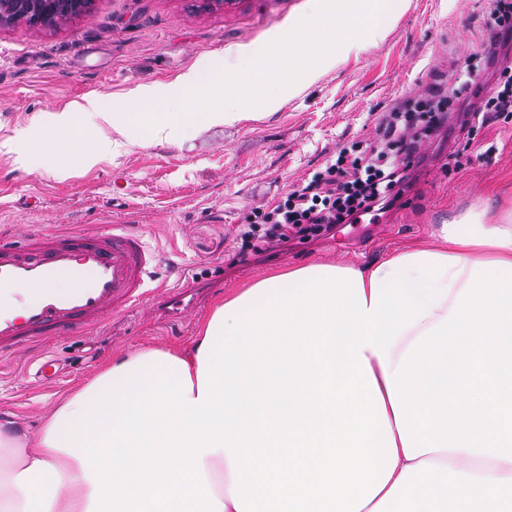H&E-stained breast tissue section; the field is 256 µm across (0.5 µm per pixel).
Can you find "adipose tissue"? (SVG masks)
Returning <instances> with one entry per match:
<instances>
[{
    "instance_id": "1",
    "label": "adipose tissue",
    "mask_w": 512,
    "mask_h": 512,
    "mask_svg": "<svg viewBox=\"0 0 512 512\" xmlns=\"http://www.w3.org/2000/svg\"><path fill=\"white\" fill-rule=\"evenodd\" d=\"M306 3L271 47L131 90L139 111L90 97L21 137L62 175L159 124L176 144L235 126L271 106V73L300 95L410 0ZM0 447V512H512V212L231 289L192 344L113 355L36 435L1 422Z\"/></svg>"
}]
</instances>
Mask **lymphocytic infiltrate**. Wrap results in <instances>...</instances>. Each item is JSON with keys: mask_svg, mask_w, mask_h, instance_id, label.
<instances>
[{"mask_svg": "<svg viewBox=\"0 0 512 512\" xmlns=\"http://www.w3.org/2000/svg\"><path fill=\"white\" fill-rule=\"evenodd\" d=\"M472 59L454 86L433 79L379 117L372 138L336 149L322 170L289 186L273 203L248 209L237 235L238 261L385 212L408 188L413 169L423 160L424 143L470 137L512 116V0H493ZM488 73L494 78L489 93L470 102L469 93Z\"/></svg>", "mask_w": 512, "mask_h": 512, "instance_id": "obj_1", "label": "lymphocytic infiltrate"}]
</instances>
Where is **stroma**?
<instances>
[{"instance_id": "1", "label": "stroma", "mask_w": 512, "mask_h": 512, "mask_svg": "<svg viewBox=\"0 0 512 512\" xmlns=\"http://www.w3.org/2000/svg\"><path fill=\"white\" fill-rule=\"evenodd\" d=\"M306 0H240L233 9H200L198 0H95L92 12L57 29L0 27V230L94 234L128 225L157 253L153 284L191 288L195 308L169 320L156 295L86 336H59L0 361V421L34 434L60 394L112 355L145 346L190 344L225 291L268 273L317 262H379L428 237L468 210L512 205V119L481 129L455 151L433 143L403 203L369 224L366 245L339 232L295 240L286 250L234 260L233 240L247 209L273 202L318 170L328 152L372 135L376 118L398 100L466 66L482 40L491 0H412L387 38L290 99L278 75L267 92L275 113L233 127L216 125L173 146L159 126L148 147L59 179L17 134L33 117L97 97L127 106L140 85L167 83L219 51L274 41ZM62 367L54 382L36 375L43 356Z\"/></svg>"}]
</instances>
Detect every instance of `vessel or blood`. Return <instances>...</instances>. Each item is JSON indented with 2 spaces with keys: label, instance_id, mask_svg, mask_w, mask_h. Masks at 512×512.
<instances>
[{
  "label": "vessel or blood",
  "instance_id": "b4317fda",
  "mask_svg": "<svg viewBox=\"0 0 512 512\" xmlns=\"http://www.w3.org/2000/svg\"><path fill=\"white\" fill-rule=\"evenodd\" d=\"M156 255L123 224L96 234L36 233L0 238V355L54 336L88 333L145 298ZM67 289H56L59 279ZM35 288L22 314L9 307L19 289Z\"/></svg>",
  "mask_w": 512,
  "mask_h": 512
}]
</instances>
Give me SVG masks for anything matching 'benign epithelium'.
<instances>
[{
    "label": "benign epithelium",
    "instance_id": "benign-epithelium-1",
    "mask_svg": "<svg viewBox=\"0 0 512 512\" xmlns=\"http://www.w3.org/2000/svg\"><path fill=\"white\" fill-rule=\"evenodd\" d=\"M93 0H0V25L53 29L86 16Z\"/></svg>",
    "mask_w": 512,
    "mask_h": 512
}]
</instances>
